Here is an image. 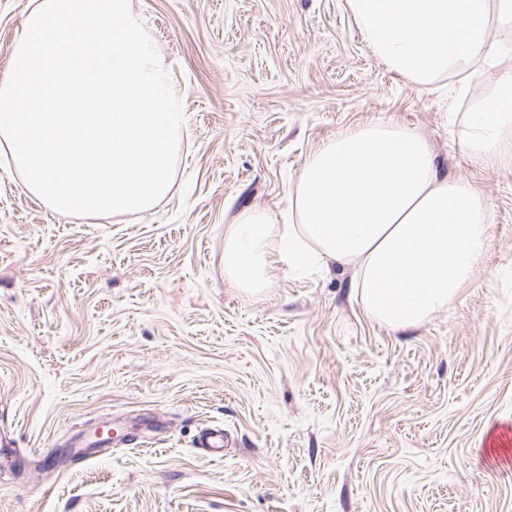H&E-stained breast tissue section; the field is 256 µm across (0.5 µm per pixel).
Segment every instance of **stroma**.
Here are the masks:
<instances>
[{"label": "stroma", "mask_w": 512, "mask_h": 512, "mask_svg": "<svg viewBox=\"0 0 512 512\" xmlns=\"http://www.w3.org/2000/svg\"><path fill=\"white\" fill-rule=\"evenodd\" d=\"M132 4L182 95L170 192L68 216L0 157V512H512V457L490 450L512 426V165L462 146L512 53L449 93L389 71L348 0ZM29 10L0 0V76ZM371 121L423 136L489 205L473 280L398 332L351 271L288 270L273 238V287L232 286L237 214L286 224L308 158Z\"/></svg>", "instance_id": "obj_1"}]
</instances>
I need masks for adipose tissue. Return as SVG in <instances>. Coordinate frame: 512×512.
Masks as SVG:
<instances>
[{
	"instance_id": "ef3b65f1",
	"label": "adipose tissue",
	"mask_w": 512,
	"mask_h": 512,
	"mask_svg": "<svg viewBox=\"0 0 512 512\" xmlns=\"http://www.w3.org/2000/svg\"><path fill=\"white\" fill-rule=\"evenodd\" d=\"M377 57L406 81L426 85L497 55L490 20L512 22V0H349ZM512 105L487 99L467 125L476 165L512 162ZM274 224L264 210L239 213L224 236L231 285L272 287L267 258ZM488 204L462 177L440 174L430 145L397 124L370 122L339 133L304 164L280 259L352 270L366 312L404 330L445 308L476 274L491 237Z\"/></svg>"
}]
</instances>
